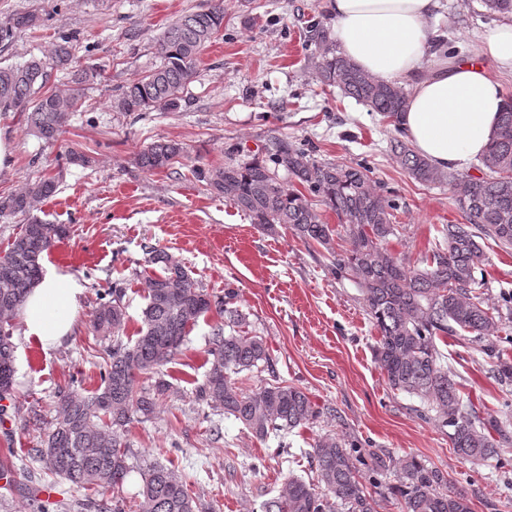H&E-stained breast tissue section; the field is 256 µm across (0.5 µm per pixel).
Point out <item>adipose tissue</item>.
<instances>
[{
  "label": "adipose tissue",
  "mask_w": 512,
  "mask_h": 512,
  "mask_svg": "<svg viewBox=\"0 0 512 512\" xmlns=\"http://www.w3.org/2000/svg\"><path fill=\"white\" fill-rule=\"evenodd\" d=\"M439 0H328L341 53L366 74L408 88L399 127L438 170L468 168L498 125L504 77H512V21L485 33L473 56L440 59L430 21ZM85 287L49 269L26 295L25 338L52 349L71 336Z\"/></svg>",
  "instance_id": "1"
}]
</instances>
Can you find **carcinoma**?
I'll return each mask as SVG.
<instances>
[{
  "label": "carcinoma",
  "mask_w": 512,
  "mask_h": 512,
  "mask_svg": "<svg viewBox=\"0 0 512 512\" xmlns=\"http://www.w3.org/2000/svg\"><path fill=\"white\" fill-rule=\"evenodd\" d=\"M487 13L512 15V0H483ZM37 14H17L0 26V44L15 33L34 27ZM224 7L216 0L204 10L185 14L168 24L155 49L160 65L118 89L113 107L120 112L173 110L196 74L200 55L223 29ZM306 43L318 51L315 62L320 83L398 123L407 90L398 83L376 80L362 72L337 49L330 29L321 21L309 25ZM70 38L55 47L51 61L33 58L22 65L0 67V110L26 113V125L35 136L53 140L72 113L79 111L86 83L102 78V70L77 77L63 93L43 91L51 70L68 64ZM391 152L397 165L414 180L428 184L444 178L459 182L463 193L456 198L464 213L461 224H444L432 247L430 262L420 267L389 248L396 234L395 200L369 176L363 164L318 162L286 138L272 141L267 158L254 157L241 164L198 170L210 189L247 215L262 230L286 224L306 243L332 249L337 230L322 221L313 206L317 200L336 213L347 248L336 255L331 271L340 278L358 280L366 310L379 333L374 355L388 385L419 396L427 403L420 413H434L448 428L454 452L472 461L500 459L498 442L475 411L463 410L460 384L444 362L439 344L459 332L496 359L500 381L512 382V359L504 353L507 339L494 335L502 315H494L477 293L475 272L486 256L482 241L493 240L512 250V96L499 115L498 131L481 157L487 170L482 177L446 176L408 141L394 138ZM187 154L183 144L158 141L135 158L145 173L171 168ZM285 177L279 178L278 170ZM57 188L48 177L24 185L17 193L0 198V216L29 214L34 205L51 197ZM69 226L37 217L28 219L0 256V401L12 395L15 383V319L29 289L43 270L40 259L69 236ZM161 270L144 280L146 306L135 340L123 342L126 325L125 291L116 286L100 298L93 328L112 338L108 360L100 368V386L87 394L72 388L59 393L58 415L40 447L27 454L41 469L71 485L91 491L85 512H125L120 500H99L108 489L120 490L133 469L126 441L128 427L147 420L169 383L161 368L173 362L198 320L214 311L224 318L216 324L207 349L209 369L196 387L197 401L212 412L234 416L260 438L285 437L298 427L312 424L320 411L301 388L266 384L247 393L234 376L272 367L262 337L244 330L246 317L231 307L234 291L217 296L195 286L188 270L166 252L150 250ZM230 332H225V328ZM154 376L148 387L137 388V377ZM357 444L334 435L315 441L309 452L324 487L298 478L288 479L280 494L264 504V512H333L335 500L341 512H376V502L360 481L369 468L382 477L388 465L381 458L366 461L355 451ZM141 512H213L194 496L186 478L158 462L142 472ZM388 489L404 503V512H472L467 491L448 489V478L416 457L401 460L396 483Z\"/></svg>",
  "instance_id": "obj_1"
}]
</instances>
